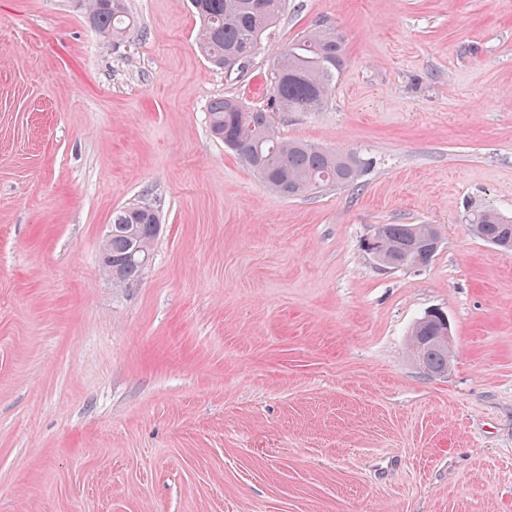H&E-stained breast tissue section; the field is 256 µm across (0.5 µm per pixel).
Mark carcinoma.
Masks as SVG:
<instances>
[{
  "label": "carcinoma",
  "instance_id": "cac0c4a2",
  "mask_svg": "<svg viewBox=\"0 0 512 512\" xmlns=\"http://www.w3.org/2000/svg\"><path fill=\"white\" fill-rule=\"evenodd\" d=\"M125 0H75L88 24L112 38L125 29ZM201 22L197 45L216 67L242 72V62L258 50L269 29L282 16L287 0H190ZM344 43L336 29L318 25L282 46L269 75L268 108L247 109L234 97L217 98L209 105L210 134L245 162L271 190L284 197H299L327 187L353 184L370 162L354 152L333 151L280 137L276 112H314L321 107L343 67ZM159 223L155 208L138 202L112 212V239L103 244L112 254V285L125 288L145 269L152 255ZM386 258L402 257L406 265H427L433 256L410 245L415 234L433 231L430 224H384ZM468 229L483 241L507 238L512 250V219L496 212L477 211ZM433 322L418 323L411 332V353L429 373L448 370L449 340Z\"/></svg>",
  "mask_w": 512,
  "mask_h": 512
}]
</instances>
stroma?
I'll use <instances>...</instances> for the list:
<instances>
[{
    "label": "stroma",
    "mask_w": 512,
    "mask_h": 512,
    "mask_svg": "<svg viewBox=\"0 0 512 512\" xmlns=\"http://www.w3.org/2000/svg\"><path fill=\"white\" fill-rule=\"evenodd\" d=\"M120 41L71 0H0V512H512V0H288L249 72L199 52L188 0H126ZM345 64L282 137L373 161L288 198L207 128L265 105L317 24ZM152 202L151 264L100 268ZM431 224L423 267L364 248ZM448 317L447 373L410 355ZM152 224L159 228V216L155 208L146 202H138L127 207L115 210L112 213V224L107 225L106 240L111 234L108 243H102L109 254L101 251L103 265L112 272V285L116 288H127L142 274L145 267V256L152 255V246L157 232ZM139 246L134 252V249ZM145 258V260H144ZM105 273L110 274L107 267L102 266ZM467 226L474 235L485 242L491 243L492 240L508 238L510 244L499 249L512 251V219L510 217L496 212L477 211L471 214Z\"/></svg>",
    "instance_id": "35a3bbf8"
}]
</instances>
